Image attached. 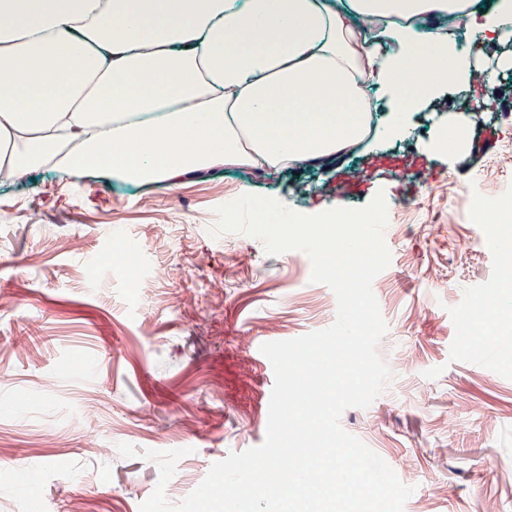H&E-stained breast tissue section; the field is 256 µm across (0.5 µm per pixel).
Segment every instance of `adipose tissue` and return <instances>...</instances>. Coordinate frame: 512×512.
<instances>
[{
	"label": "adipose tissue",
	"mask_w": 512,
	"mask_h": 512,
	"mask_svg": "<svg viewBox=\"0 0 512 512\" xmlns=\"http://www.w3.org/2000/svg\"><path fill=\"white\" fill-rule=\"evenodd\" d=\"M463 19L474 40L510 38L512 0H0V171L176 187L320 167L381 106L402 136L480 72L449 33Z\"/></svg>",
	"instance_id": "obj_1"
}]
</instances>
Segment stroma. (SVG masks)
Here are the masks:
<instances>
[{"label":"stroma","instance_id":"stroma-1","mask_svg":"<svg viewBox=\"0 0 512 512\" xmlns=\"http://www.w3.org/2000/svg\"><path fill=\"white\" fill-rule=\"evenodd\" d=\"M467 131L459 155L436 152L448 121ZM357 175L343 198L337 180ZM493 187L512 195V70L424 100L407 133L327 168L273 180L215 169L177 188L118 186L97 170L31 174L0 184V512H140L154 462L124 457L188 449L166 487L180 503L230 452L263 443L273 369L242 337L268 343L329 327L334 293L311 282L301 251L268 256L259 239L210 236L214 210L243 193L303 214L358 208L384 192L391 263L372 290L388 331L378 345L392 378L340 423L389 465L412 459L404 512H512V331L473 370L460 326L499 273L512 236L485 247L484 227L449 224L448 205ZM59 240L50 246L48 236ZM142 240L145 269L82 266L76 248L110 252ZM473 242L469 254L451 243ZM161 276H153V268ZM81 359L82 373L69 364ZM95 407L80 424L74 409ZM39 472L31 487L20 477Z\"/></svg>","mask_w":512,"mask_h":512}]
</instances>
